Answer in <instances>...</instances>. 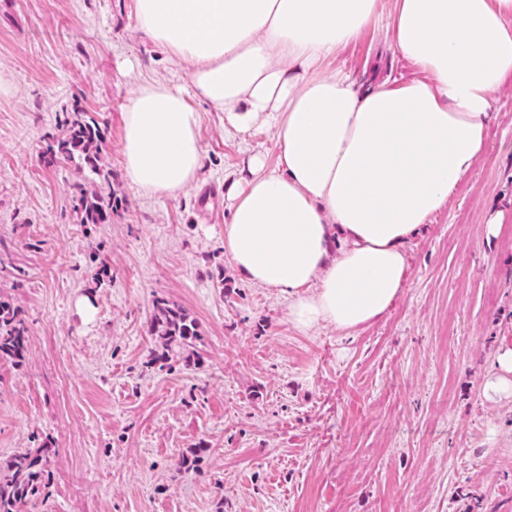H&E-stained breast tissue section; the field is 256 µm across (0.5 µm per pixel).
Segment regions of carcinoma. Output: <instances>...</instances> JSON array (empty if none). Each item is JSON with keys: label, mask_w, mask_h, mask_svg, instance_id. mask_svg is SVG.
Listing matches in <instances>:
<instances>
[{"label": "carcinoma", "mask_w": 512, "mask_h": 512, "mask_svg": "<svg viewBox=\"0 0 512 512\" xmlns=\"http://www.w3.org/2000/svg\"><path fill=\"white\" fill-rule=\"evenodd\" d=\"M100 134L96 120L86 112H77L65 128L44 138L43 154L67 161L84 163L94 174L100 171ZM112 198H104L91 186L78 191L77 209L83 223L100 224ZM155 330L167 348L186 345L196 336L194 325L175 303L157 306ZM28 327L7 301L0 300V357H24ZM49 449L25 450L11 457L7 473L0 476V512H20V506L39 499L48 485Z\"/></svg>", "instance_id": "1"}]
</instances>
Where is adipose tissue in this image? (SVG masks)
Instances as JSON below:
<instances>
[{
  "instance_id": "1",
  "label": "adipose tissue",
  "mask_w": 512,
  "mask_h": 512,
  "mask_svg": "<svg viewBox=\"0 0 512 512\" xmlns=\"http://www.w3.org/2000/svg\"><path fill=\"white\" fill-rule=\"evenodd\" d=\"M134 21L225 128L274 131V162L254 157L227 193L234 270L287 293L307 335L389 310L406 241L475 165L512 77V0H393L388 12L382 0H135ZM373 27L416 76L364 90L325 73ZM200 127L181 87L139 86L122 112L128 185L177 198L202 167Z\"/></svg>"
}]
</instances>
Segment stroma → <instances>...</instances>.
I'll return each mask as SVG.
<instances>
[{
    "label": "stroma",
    "mask_w": 512,
    "mask_h": 512,
    "mask_svg": "<svg viewBox=\"0 0 512 512\" xmlns=\"http://www.w3.org/2000/svg\"><path fill=\"white\" fill-rule=\"evenodd\" d=\"M133 8L0 0V299L28 326L22 361L0 358V473L51 448L38 512H512V395L484 393L512 352V81L473 169L405 243L395 304L306 335L287 294L224 253V195L251 156L273 157V131L225 132L190 95L196 181L175 199L125 182L123 106L145 83L191 85ZM335 67L366 87L411 73L379 31ZM75 112L102 130L100 176L41 154ZM88 182L112 196L105 223L74 208ZM167 301L191 346L154 332Z\"/></svg>",
    "instance_id": "obj_1"
}]
</instances>
